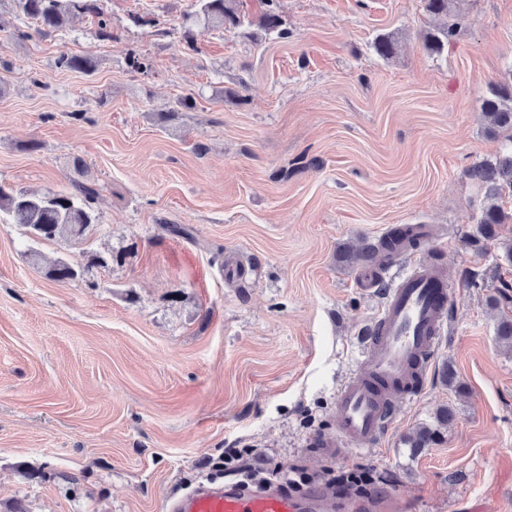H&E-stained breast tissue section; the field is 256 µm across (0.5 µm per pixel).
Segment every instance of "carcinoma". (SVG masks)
Listing matches in <instances>:
<instances>
[{
	"mask_svg": "<svg viewBox=\"0 0 512 512\" xmlns=\"http://www.w3.org/2000/svg\"><path fill=\"white\" fill-rule=\"evenodd\" d=\"M16 11L36 21L38 31L47 33L65 24L69 19L85 14L98 18V37H112L110 20L104 16L98 0H13ZM196 19L204 27L236 29L245 23L244 0H196ZM425 12L444 20L441 26L426 30L423 36L426 50L436 56L444 53L448 42L455 36L463 19L453 10L454 0H423ZM265 9L255 21V26L266 34H275L280 39L288 38V29L283 27L278 0H263ZM373 49L382 58H392L397 52V42L390 34L378 36ZM57 67L64 70L90 72L94 64L87 56H64L57 60ZM481 110L489 119V131L505 134L506 144L502 153L493 160L473 165L468 177L485 193V201L477 220L475 239H496L498 227L512 223V212L503 207L505 197L512 198V67L507 77L489 85ZM99 191L95 184L81 182L73 185L68 193L47 192L42 194L14 191L0 185V211L8 214L11 223L23 230L31 243L51 240H79L89 226L98 223L96 208ZM418 235L408 228L401 235H390L375 245L358 249L348 248L344 259L350 262H368L372 254L391 258L400 247L410 245ZM85 269L68 260H57L45 268V277L53 282L64 283L81 278ZM512 303V284L503 281L498 297L491 299V307L498 310ZM453 419V409L446 405L437 409L435 424H421L409 433L404 444L413 452L431 447L440 432Z\"/></svg>",
	"mask_w": 512,
	"mask_h": 512,
	"instance_id": "cac0c4a2",
	"label": "carcinoma"
}]
</instances>
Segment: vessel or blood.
<instances>
[{
  "label": "vessel or blood",
  "instance_id": "b4317fda",
  "mask_svg": "<svg viewBox=\"0 0 512 512\" xmlns=\"http://www.w3.org/2000/svg\"><path fill=\"white\" fill-rule=\"evenodd\" d=\"M393 284L362 338L361 361L342 382L335 405L336 431L316 443L332 458L349 447L377 441L398 405L416 395L434 361L451 308L445 274L414 264L394 271ZM325 491L292 495L276 487L245 490L202 484L174 497L169 512H329Z\"/></svg>",
  "mask_w": 512,
  "mask_h": 512
}]
</instances>
